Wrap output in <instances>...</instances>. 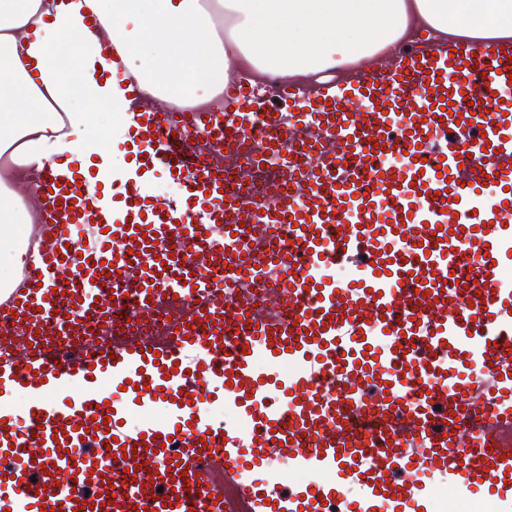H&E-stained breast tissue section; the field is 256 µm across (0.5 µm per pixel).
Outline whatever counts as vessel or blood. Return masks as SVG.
I'll return each mask as SVG.
<instances>
[{
    "label": "vessel or blood",
    "instance_id": "obj_1",
    "mask_svg": "<svg viewBox=\"0 0 512 512\" xmlns=\"http://www.w3.org/2000/svg\"><path fill=\"white\" fill-rule=\"evenodd\" d=\"M511 72L512 45L429 35L220 112L145 111L128 83L127 160L180 197L131 179L107 204L67 158L40 170L0 292V512H427L417 471L512 512ZM257 124L249 165L279 175L251 197L224 158ZM148 312L165 330L110 337Z\"/></svg>",
    "mask_w": 512,
    "mask_h": 512
}]
</instances>
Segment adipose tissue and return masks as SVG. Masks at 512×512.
I'll return each instance as SVG.
<instances>
[{"label":"adipose tissue","mask_w":512,"mask_h":512,"mask_svg":"<svg viewBox=\"0 0 512 512\" xmlns=\"http://www.w3.org/2000/svg\"><path fill=\"white\" fill-rule=\"evenodd\" d=\"M453 41H512V0H0V164L34 172L69 153L95 161L83 189L124 183V154L90 139L91 106L107 104L108 135L126 142L129 106L108 73L134 76L144 97L224 105L230 75L288 83L373 58L391 62L412 31ZM76 38L73 73L53 44ZM78 81L85 96L70 95ZM32 183L0 178V223L29 224Z\"/></svg>","instance_id":"adipose-tissue-1"}]
</instances>
